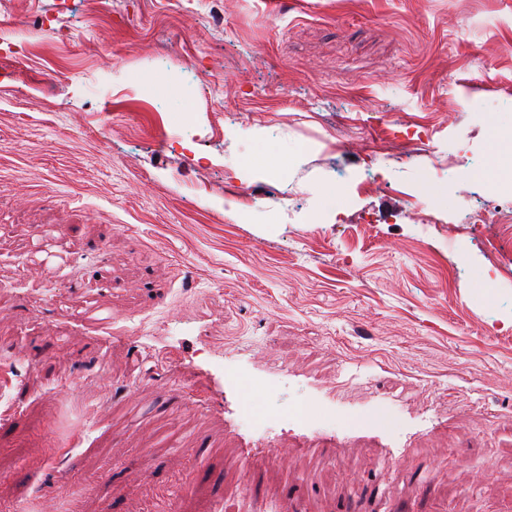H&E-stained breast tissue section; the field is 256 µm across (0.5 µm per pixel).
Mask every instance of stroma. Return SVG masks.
Here are the masks:
<instances>
[{
  "label": "stroma",
  "instance_id": "1",
  "mask_svg": "<svg viewBox=\"0 0 512 512\" xmlns=\"http://www.w3.org/2000/svg\"><path fill=\"white\" fill-rule=\"evenodd\" d=\"M494 119L512 0H0V512H512ZM224 512H246V494L239 481H227L224 483L223 496Z\"/></svg>",
  "mask_w": 512,
  "mask_h": 512
}]
</instances>
